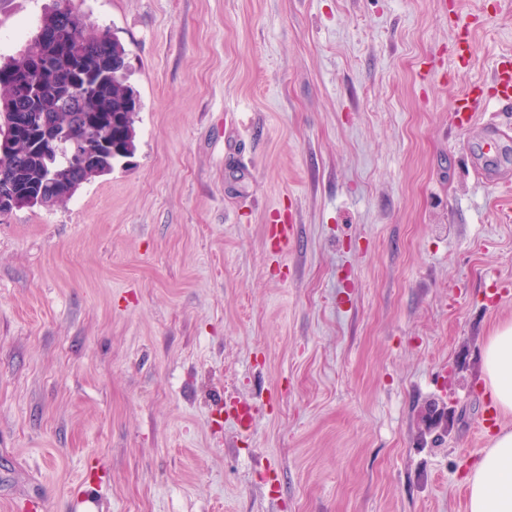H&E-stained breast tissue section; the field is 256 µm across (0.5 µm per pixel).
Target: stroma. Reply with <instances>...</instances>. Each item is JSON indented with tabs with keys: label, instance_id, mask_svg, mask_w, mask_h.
Masks as SVG:
<instances>
[{
	"label": "stroma",
	"instance_id": "1",
	"mask_svg": "<svg viewBox=\"0 0 512 512\" xmlns=\"http://www.w3.org/2000/svg\"><path fill=\"white\" fill-rule=\"evenodd\" d=\"M56 2L0 0L1 59ZM66 3L129 53L137 149L0 217V512H467L512 107L449 104L512 0Z\"/></svg>",
	"mask_w": 512,
	"mask_h": 512
}]
</instances>
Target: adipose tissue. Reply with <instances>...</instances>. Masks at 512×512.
<instances>
[{"label":"adipose tissue","mask_w":512,"mask_h":512,"mask_svg":"<svg viewBox=\"0 0 512 512\" xmlns=\"http://www.w3.org/2000/svg\"><path fill=\"white\" fill-rule=\"evenodd\" d=\"M485 378L499 407L512 412V322L496 328L483 349ZM468 512H512V430L502 429L466 480Z\"/></svg>","instance_id":"adipose-tissue-1"}]
</instances>
